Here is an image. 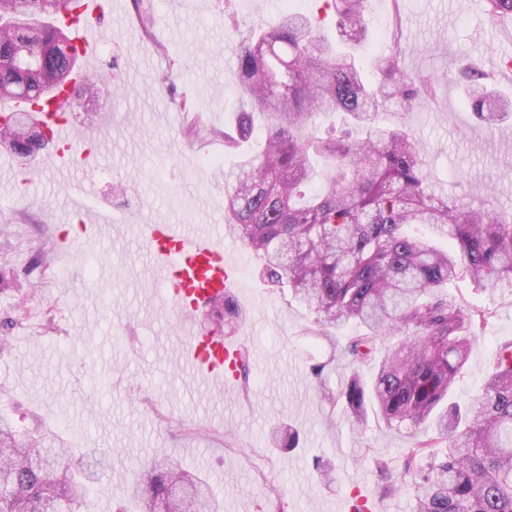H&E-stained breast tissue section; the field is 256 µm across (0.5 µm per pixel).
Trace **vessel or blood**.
<instances>
[{
  "label": "vessel or blood",
  "mask_w": 512,
  "mask_h": 512,
  "mask_svg": "<svg viewBox=\"0 0 512 512\" xmlns=\"http://www.w3.org/2000/svg\"><path fill=\"white\" fill-rule=\"evenodd\" d=\"M100 0H75L73 16L80 23L74 30V43L83 57L97 51L102 27L93 18ZM41 121L57 153L71 146L72 127L58 113L42 112ZM139 236L165 291L166 300L183 316L190 317L212 300L231 293L238 284V265L224 249V238L213 231L191 233L179 224H142ZM182 348L185 366L204 380L225 381L234 374L239 347L222 335L188 327Z\"/></svg>",
  "instance_id": "b4317fda"
}]
</instances>
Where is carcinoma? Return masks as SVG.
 <instances>
[{"label": "carcinoma", "instance_id": "obj_1", "mask_svg": "<svg viewBox=\"0 0 512 512\" xmlns=\"http://www.w3.org/2000/svg\"><path fill=\"white\" fill-rule=\"evenodd\" d=\"M70 2L0 0V54L27 43L46 75L70 79L80 54L70 43L57 45L65 25L51 22ZM483 2L490 23L512 17V0ZM368 5L325 0L351 45L370 36ZM17 13L33 17L36 27L16 26ZM324 20L286 12L274 24L252 25L234 44L239 137L252 134L258 113L265 139L224 188V228L260 257L263 281L290 288L321 330L351 322L364 328L342 345L351 367L344 387L326 395L352 423L366 424L372 411L399 431L433 426L434 435L416 440L400 464L399 474L414 478L413 512H512V342L498 347L478 397L448 402L485 324L484 312L462 308L451 289L467 277L490 293H512V214L436 193L416 136L380 121L389 101L408 108L430 93L402 65L400 30L391 34L393 51L367 72L324 37ZM467 80L482 122L493 127L509 117L512 101L489 98V73L473 65ZM24 82L21 72L0 65V85L20 86L14 97L73 107L71 95L58 100L65 83L46 98ZM336 114L343 132H322L319 120ZM17 118L19 127L6 121L0 133L16 137L24 160L44 148L47 135L24 142L31 113ZM406 226H428L447 246L408 234ZM209 315L226 337L240 327L231 297L215 302ZM402 333L408 338L388 348L366 385L358 366L371 359L378 339ZM298 439L291 427L271 435L276 448H294ZM47 442L0 420V512H80L92 473ZM181 481L192 488L185 500L170 496ZM131 491L138 512H214L208 483L166 458L141 469Z\"/></svg>", "mask_w": 512, "mask_h": 512}]
</instances>
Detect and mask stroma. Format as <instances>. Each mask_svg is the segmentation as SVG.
<instances>
[{
  "label": "stroma",
  "mask_w": 512,
  "mask_h": 512,
  "mask_svg": "<svg viewBox=\"0 0 512 512\" xmlns=\"http://www.w3.org/2000/svg\"><path fill=\"white\" fill-rule=\"evenodd\" d=\"M123 19L104 14L102 28L132 29L101 45L97 119L85 109L69 121L77 150L94 147L97 169L39 152L24 161L0 148V417L17 431L61 438L75 461L94 449L107 455L89 484L84 512H115L136 469L166 457L204 478L218 512H348L368 493L372 512H410L413 486L389 490L379 462L397 466L413 439L431 435L392 430L377 419L361 428L322 397L339 392L349 373L340 343L318 335L313 316L289 290L255 276L257 259L225 239L239 267L234 299L243 313L235 335L249 351L250 392L199 383L180 359L183 329L167 307L134 227L162 220L192 229L224 226V184L250 158L224 145L234 130L239 96L227 35L274 21L286 7L309 10L313 0H124ZM371 38L359 61L391 52L392 22L402 29L405 68L434 86L401 119L429 151L436 191L480 207L512 213V125L476 119L448 70L476 62L503 91L512 90V19L491 24L482 0H370ZM202 132L188 136L190 119ZM221 157L218 166L208 158ZM83 180L89 206L121 216L118 224L87 223L72 184ZM45 256L35 269L34 254ZM454 293L485 312L454 389L458 399L480 394L495 366L498 344L512 341V294L495 296L468 280ZM33 295L24 320L19 297ZM324 365L322 378L311 367ZM293 426L296 448L272 447V428ZM332 459L331 483L314 468Z\"/></svg>",
  "instance_id": "35a3bbf8"
}]
</instances>
